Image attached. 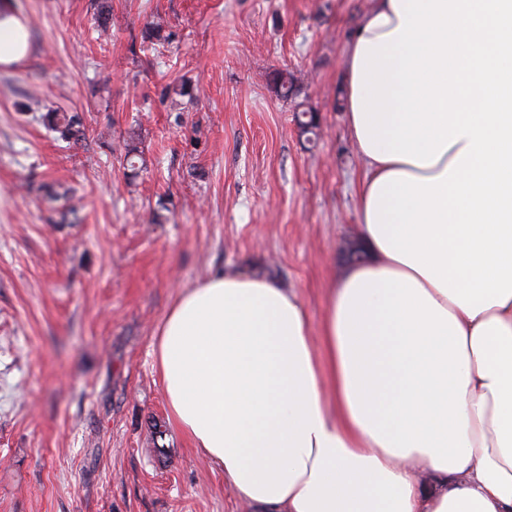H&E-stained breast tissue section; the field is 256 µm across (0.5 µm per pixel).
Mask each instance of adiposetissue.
Returning a JSON list of instances; mask_svg holds the SVG:
<instances>
[{"label":"adipose tissue","mask_w":512,"mask_h":512,"mask_svg":"<svg viewBox=\"0 0 512 512\" xmlns=\"http://www.w3.org/2000/svg\"><path fill=\"white\" fill-rule=\"evenodd\" d=\"M345 71L363 260L316 328L244 272L181 292L169 418L253 512H512V0H372Z\"/></svg>","instance_id":"obj_1"}]
</instances>
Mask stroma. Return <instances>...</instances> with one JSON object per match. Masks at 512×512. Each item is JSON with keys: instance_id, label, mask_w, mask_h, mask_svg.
<instances>
[{"instance_id": "1", "label": "stroma", "mask_w": 512, "mask_h": 512, "mask_svg": "<svg viewBox=\"0 0 512 512\" xmlns=\"http://www.w3.org/2000/svg\"><path fill=\"white\" fill-rule=\"evenodd\" d=\"M13 3L30 51L0 67V512H250L171 424L154 343L182 290L236 269L320 324L355 238L344 63L371 0ZM49 112L78 114L77 138Z\"/></svg>"}]
</instances>
